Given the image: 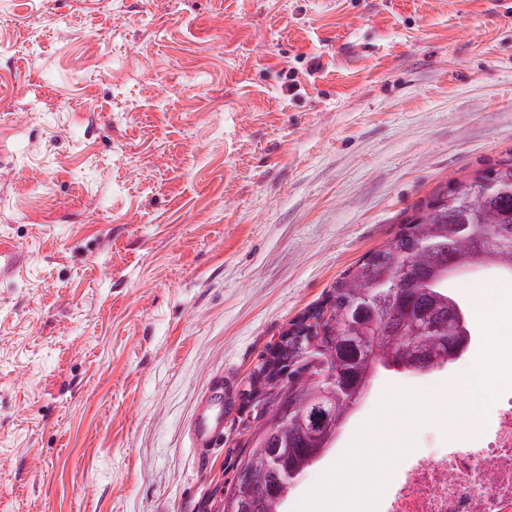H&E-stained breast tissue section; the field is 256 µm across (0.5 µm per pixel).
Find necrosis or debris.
<instances>
[{
  "mask_svg": "<svg viewBox=\"0 0 512 512\" xmlns=\"http://www.w3.org/2000/svg\"><path fill=\"white\" fill-rule=\"evenodd\" d=\"M493 361L497 381L479 429L373 476L353 512H512V339L497 341Z\"/></svg>",
  "mask_w": 512,
  "mask_h": 512,
  "instance_id": "obj_1",
  "label": "necrosis or debris"
}]
</instances>
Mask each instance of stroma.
<instances>
[{"instance_id": "35a3bbf8", "label": "stroma", "mask_w": 512, "mask_h": 512, "mask_svg": "<svg viewBox=\"0 0 512 512\" xmlns=\"http://www.w3.org/2000/svg\"><path fill=\"white\" fill-rule=\"evenodd\" d=\"M512 155V0H0V512H222L282 333ZM512 310V276L453 277ZM454 364L379 379L336 466L446 447ZM224 379V443L189 427Z\"/></svg>"}]
</instances>
